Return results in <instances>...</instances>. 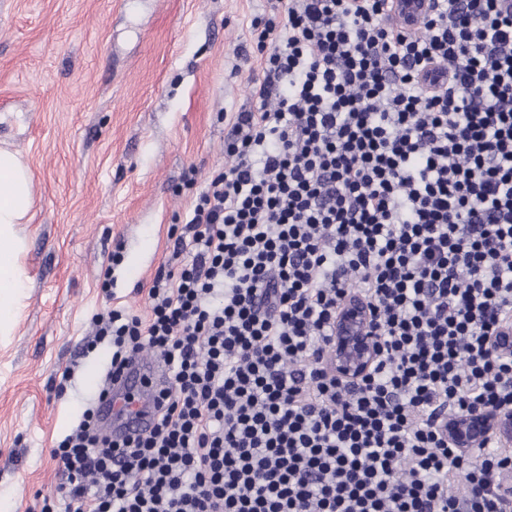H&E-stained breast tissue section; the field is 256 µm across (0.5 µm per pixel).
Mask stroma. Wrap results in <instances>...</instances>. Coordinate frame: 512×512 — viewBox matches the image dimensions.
Wrapping results in <instances>:
<instances>
[{
  "label": "stroma",
  "instance_id": "stroma-1",
  "mask_svg": "<svg viewBox=\"0 0 512 512\" xmlns=\"http://www.w3.org/2000/svg\"><path fill=\"white\" fill-rule=\"evenodd\" d=\"M285 4L0 0V147L28 165L34 194L28 288L0 336V512L56 495L52 451L96 405L111 359L105 343L83 350L93 318L116 307L149 317L171 227L230 165L234 114L263 76L252 22Z\"/></svg>",
  "mask_w": 512,
  "mask_h": 512
}]
</instances>
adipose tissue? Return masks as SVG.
I'll return each instance as SVG.
<instances>
[{
    "instance_id": "1",
    "label": "adipose tissue",
    "mask_w": 512,
    "mask_h": 512,
    "mask_svg": "<svg viewBox=\"0 0 512 512\" xmlns=\"http://www.w3.org/2000/svg\"><path fill=\"white\" fill-rule=\"evenodd\" d=\"M33 206L32 175L21 156L0 148V334L12 330L27 286L19 257L25 240L19 225L28 223Z\"/></svg>"
}]
</instances>
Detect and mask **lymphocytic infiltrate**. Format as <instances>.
Returning <instances> with one entry per match:
<instances>
[{"mask_svg": "<svg viewBox=\"0 0 512 512\" xmlns=\"http://www.w3.org/2000/svg\"><path fill=\"white\" fill-rule=\"evenodd\" d=\"M289 0L255 35V104L199 193L151 317L97 315L107 378L168 370L149 434L93 411L53 451L66 512H512V453L461 458L448 411L512 396L488 336L512 316V0ZM382 357L323 354L349 294ZM463 480L466 500L448 491ZM431 3V0H392L388 3V7L400 14L412 26L421 15L430 12Z\"/></svg>", "mask_w": 512, "mask_h": 512, "instance_id": "1", "label": "lymphocytic infiltrate"}]
</instances>
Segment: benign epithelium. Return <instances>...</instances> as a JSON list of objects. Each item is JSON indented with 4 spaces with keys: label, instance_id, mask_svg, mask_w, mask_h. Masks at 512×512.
Instances as JSON below:
<instances>
[{
    "label": "benign epithelium",
    "instance_id": "7a95c632",
    "mask_svg": "<svg viewBox=\"0 0 512 512\" xmlns=\"http://www.w3.org/2000/svg\"><path fill=\"white\" fill-rule=\"evenodd\" d=\"M388 6L409 25L430 12L431 0H391ZM375 309L366 301L350 296L336 311L334 336L325 351L330 371L343 381H359L367 376L381 358V341L373 325ZM493 352L512 356V321L504 320L488 337ZM448 446L463 458L476 454L487 442L500 448L512 447V402L470 411L450 412L439 428Z\"/></svg>",
    "mask_w": 512,
    "mask_h": 512
}]
</instances>
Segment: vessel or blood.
Listing matches in <instances>:
<instances>
[{
	"label": "vessel or blood",
	"mask_w": 512,
	"mask_h": 512,
	"mask_svg": "<svg viewBox=\"0 0 512 512\" xmlns=\"http://www.w3.org/2000/svg\"><path fill=\"white\" fill-rule=\"evenodd\" d=\"M165 377L157 358L143 356L113 386V398L101 407L106 434H138L150 430Z\"/></svg>",
	"instance_id": "obj_1"
}]
</instances>
